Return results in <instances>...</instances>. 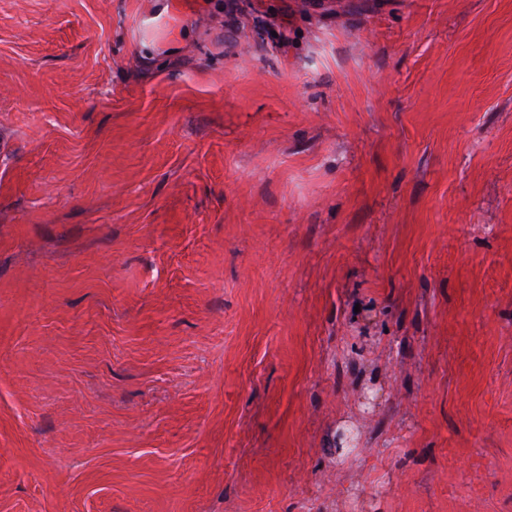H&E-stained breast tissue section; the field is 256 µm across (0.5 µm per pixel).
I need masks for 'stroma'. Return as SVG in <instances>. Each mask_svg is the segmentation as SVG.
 <instances>
[{
    "label": "stroma",
    "mask_w": 512,
    "mask_h": 512,
    "mask_svg": "<svg viewBox=\"0 0 512 512\" xmlns=\"http://www.w3.org/2000/svg\"><path fill=\"white\" fill-rule=\"evenodd\" d=\"M0 512H512V0H0Z\"/></svg>",
    "instance_id": "35a3bbf8"
}]
</instances>
